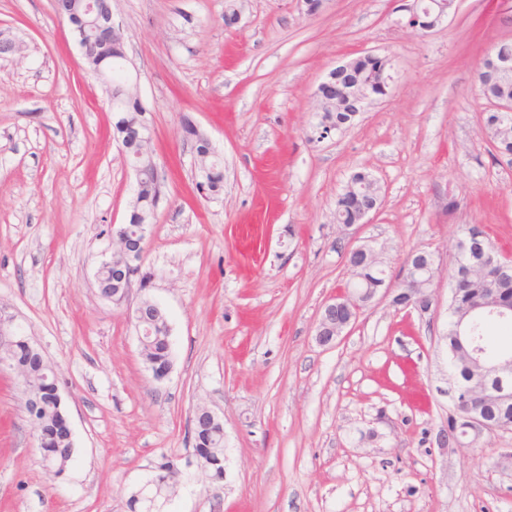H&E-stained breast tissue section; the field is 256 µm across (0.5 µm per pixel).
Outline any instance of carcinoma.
Returning a JSON list of instances; mask_svg holds the SVG:
<instances>
[{
  "label": "carcinoma",
  "instance_id": "obj_1",
  "mask_svg": "<svg viewBox=\"0 0 512 512\" xmlns=\"http://www.w3.org/2000/svg\"><path fill=\"white\" fill-rule=\"evenodd\" d=\"M355 62L356 83L360 88H367L379 95L385 94L381 83L385 82L384 65L377 59L366 55L353 58ZM495 62V56H486L478 76V88L484 98L498 94L512 95V81L503 84L489 82L488 75ZM146 107L139 97L132 93L121 96V101L115 109L117 119L114 122L116 134L125 146V159L128 162H138L146 168V174L129 209V218L119 225L114 235L122 232L133 234L141 226L140 216L154 218L155 210L161 196V184L157 183L152 171L151 152L136 140L129 138L126 121H145ZM485 129L491 140L495 141L507 152L512 151V115L501 112H490L486 117ZM196 189L217 195L224 189V167L222 162L212 157L210 162L196 170ZM361 192L360 184L354 180L348 181L346 189L336 199L335 217L339 224L353 222V214L346 206V195ZM464 239L481 242L490 247L493 260L480 272H470L471 266L480 261V256L470 249L459 252L455 266L448 270V277L455 279L456 291L450 296L448 312V355L454 359L450 366L461 382L469 385L474 396L464 405L466 409L479 411L502 428H512V403L502 404L496 399L486 400L481 396L484 387L494 382V364L498 354L512 352L501 343V337L512 338V320H500L486 317L475 328L474 334H469L470 311L480 302L497 299L504 306L512 304V272L504 276L499 274L498 264L509 263L495 248L485 232L477 224L464 229ZM380 265L372 262L365 263L357 271L359 279L354 285L362 288L365 285H377L383 281L380 277ZM142 336L146 339L142 347L144 360L154 366H164L171 362L170 333L163 324H148L141 327ZM11 359L18 366L20 382L25 395V410L30 416L34 428L41 438L40 452L45 466L55 474H62L74 461V452L67 450L69 441L64 430L62 410L54 400L55 376L44 361L42 355L30 344L27 338L16 337L11 351ZM194 448L200 466L209 473L212 482L219 484L224 480V436L215 427L204 422L193 425ZM153 482L170 489L176 471L172 470L171 462L164 461L156 467Z\"/></svg>",
  "mask_w": 512,
  "mask_h": 512
}]
</instances>
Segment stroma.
<instances>
[{"label": "stroma", "mask_w": 512, "mask_h": 512, "mask_svg": "<svg viewBox=\"0 0 512 512\" xmlns=\"http://www.w3.org/2000/svg\"><path fill=\"white\" fill-rule=\"evenodd\" d=\"M399 0H112L146 114L163 197L145 243L148 288L103 299L95 271L136 181L102 82L53 0H0V311L52 366L76 462L47 470L17 373L0 370V512H129L162 458L178 470L164 512H512V429L442 448L447 268L466 224L512 254V164L484 129L476 72L512 41V0H455L422 36ZM236 12L235 24L224 15ZM366 51L395 64L387 95L316 140L315 91ZM192 123L224 164L196 191ZM367 169L370 223L337 224ZM368 244L399 280L413 250L441 272L427 314L376 297L335 345L316 328ZM167 312L172 369L155 380L132 308ZM224 422L221 484L200 468L192 417Z\"/></svg>", "instance_id": "stroma-1"}]
</instances>
